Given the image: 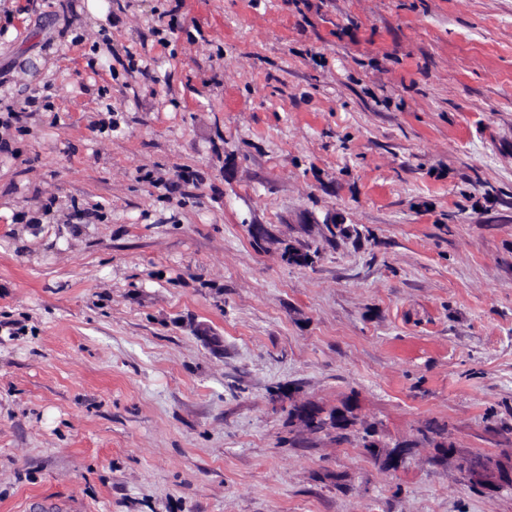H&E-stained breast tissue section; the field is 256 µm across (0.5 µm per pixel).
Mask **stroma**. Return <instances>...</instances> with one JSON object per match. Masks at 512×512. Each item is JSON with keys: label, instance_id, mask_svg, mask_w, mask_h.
<instances>
[{"label": "stroma", "instance_id": "1", "mask_svg": "<svg viewBox=\"0 0 512 512\" xmlns=\"http://www.w3.org/2000/svg\"><path fill=\"white\" fill-rule=\"evenodd\" d=\"M477 460L512 0H0V512H512Z\"/></svg>", "mask_w": 512, "mask_h": 512}]
</instances>
